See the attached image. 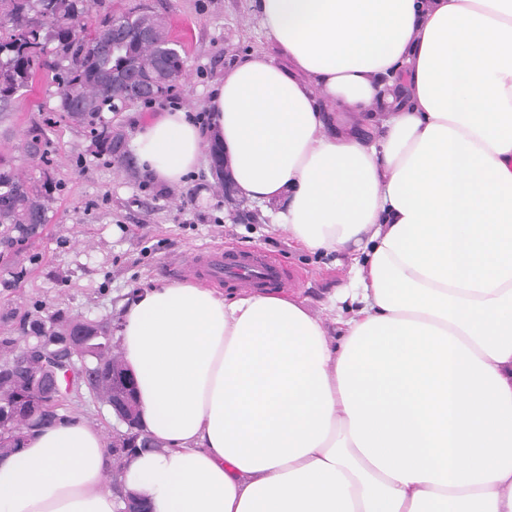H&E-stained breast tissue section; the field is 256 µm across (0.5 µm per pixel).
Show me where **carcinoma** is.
<instances>
[{
	"instance_id": "cac0c4a2",
	"label": "carcinoma",
	"mask_w": 512,
	"mask_h": 512,
	"mask_svg": "<svg viewBox=\"0 0 512 512\" xmlns=\"http://www.w3.org/2000/svg\"><path fill=\"white\" fill-rule=\"evenodd\" d=\"M91 0H0V108H8L18 92L41 69L55 72L60 109L90 127L97 151L112 155L119 138L102 124V113L118 112L147 81L163 95L180 85L185 60L169 38L166 24L143 6L129 7L100 21L90 20ZM56 43V58L45 56L47 42ZM50 189L25 178L0 159V224L4 233L27 237L48 222ZM69 324L57 314L30 323L38 336ZM87 349L86 362L112 348L111 332L99 330ZM14 382L0 378V416L15 418L9 398Z\"/></svg>"
}]
</instances>
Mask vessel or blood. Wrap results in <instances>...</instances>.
Returning <instances> with one entry per match:
<instances>
[{
  "instance_id": "1",
  "label": "vessel or blood",
  "mask_w": 512,
  "mask_h": 512,
  "mask_svg": "<svg viewBox=\"0 0 512 512\" xmlns=\"http://www.w3.org/2000/svg\"><path fill=\"white\" fill-rule=\"evenodd\" d=\"M207 285L233 284L244 289L285 288L294 280L270 254L260 250L243 252L233 246L197 252L185 260Z\"/></svg>"
}]
</instances>
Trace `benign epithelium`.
Returning a JSON list of instances; mask_svg holds the SVG:
<instances>
[{"label":"benign epithelium","instance_id":"benign-epithelium-1","mask_svg":"<svg viewBox=\"0 0 512 512\" xmlns=\"http://www.w3.org/2000/svg\"><path fill=\"white\" fill-rule=\"evenodd\" d=\"M112 327V321H82V325L60 332L58 336H38L36 343H26L16 348L11 357L0 361V374L9 377L21 388L27 387V378L35 369H48L49 375L33 392H23L14 398V404L31 410L38 418L19 426H12L10 433L22 442L38 424L50 423L58 419L56 408L63 398L60 376L77 374L84 386L94 396L100 395L103 373L86 364L84 355L85 333L89 329ZM134 397V380L127 372L112 373V399L108 401L112 414L127 426L112 437V456L124 460L135 451L156 447L142 429L130 423L133 411L130 402ZM112 494L123 501L125 507L119 512H149L148 503L125 491L124 486H114Z\"/></svg>","mask_w":512,"mask_h":512}]
</instances>
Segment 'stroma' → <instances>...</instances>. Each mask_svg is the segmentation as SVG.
<instances>
[{
  "label": "stroma",
  "mask_w": 512,
  "mask_h": 512,
  "mask_svg": "<svg viewBox=\"0 0 512 512\" xmlns=\"http://www.w3.org/2000/svg\"><path fill=\"white\" fill-rule=\"evenodd\" d=\"M162 17L186 58V76L174 96L180 110L203 111L224 71L245 54L272 50L253 0H142ZM157 107L139 102L104 120L122 136L125 157L97 153L89 128L60 109L54 73H37L18 100L0 112V158L51 187L49 221L26 238L0 246V359L4 342L29 341L32 320L54 313L67 320L119 321L134 293L175 283L179 258L230 244L263 250L284 268L301 272L294 287L308 311L323 320L329 338L348 317L343 294L355 288L351 257L297 248L273 224L266 206L224 197L221 178L206 167L187 183L160 186L137 163V131ZM41 140L28 158L26 137ZM60 416L77 415L111 437L120 424L111 408L81 388L63 397Z\"/></svg>",
  "instance_id": "35a3bbf8"
}]
</instances>
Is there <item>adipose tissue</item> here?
<instances>
[{
  "label": "adipose tissue",
  "mask_w": 512,
  "mask_h": 512,
  "mask_svg": "<svg viewBox=\"0 0 512 512\" xmlns=\"http://www.w3.org/2000/svg\"><path fill=\"white\" fill-rule=\"evenodd\" d=\"M255 8L274 52L137 159L180 184L217 146L303 249L360 251L341 335L294 295L144 290L116 336L157 449L119 466L83 418L40 427L0 512H117L115 468L154 512H512V0Z\"/></svg>",
  "instance_id": "ef3b65f1"
}]
</instances>
